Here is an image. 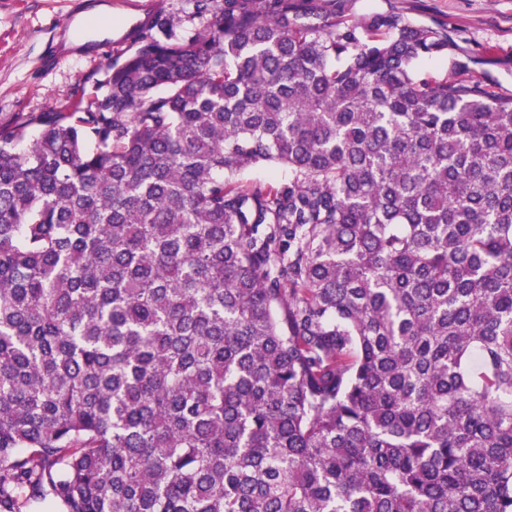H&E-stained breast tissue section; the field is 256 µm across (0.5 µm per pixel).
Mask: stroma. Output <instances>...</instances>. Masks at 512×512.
<instances>
[{
    "label": "stroma",
    "mask_w": 512,
    "mask_h": 512,
    "mask_svg": "<svg viewBox=\"0 0 512 512\" xmlns=\"http://www.w3.org/2000/svg\"><path fill=\"white\" fill-rule=\"evenodd\" d=\"M146 11L127 12L122 0H86L112 10V43L98 52H67L52 65L43 58L67 13L69 0H0V126L37 116L92 89L105 65L137 46L147 13L171 19L177 35L199 24L195 0H147ZM337 14L355 22L395 12L447 30L450 52L467 62L469 78L512 96V0H336Z\"/></svg>",
    "instance_id": "35a3bbf8"
}]
</instances>
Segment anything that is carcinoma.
Returning <instances> with one entry per match:
<instances>
[{
  "instance_id": "cac0c4a2",
  "label": "carcinoma",
  "mask_w": 512,
  "mask_h": 512,
  "mask_svg": "<svg viewBox=\"0 0 512 512\" xmlns=\"http://www.w3.org/2000/svg\"><path fill=\"white\" fill-rule=\"evenodd\" d=\"M197 15L0 128V512H512V97L398 13Z\"/></svg>"
}]
</instances>
